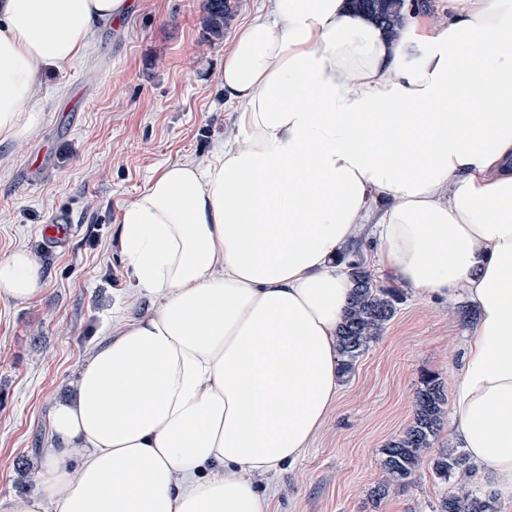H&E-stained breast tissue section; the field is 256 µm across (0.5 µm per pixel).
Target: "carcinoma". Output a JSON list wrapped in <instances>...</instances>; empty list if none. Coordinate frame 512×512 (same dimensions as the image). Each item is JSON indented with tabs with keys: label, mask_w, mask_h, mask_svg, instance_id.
I'll use <instances>...</instances> for the list:
<instances>
[{
	"label": "carcinoma",
	"mask_w": 512,
	"mask_h": 512,
	"mask_svg": "<svg viewBox=\"0 0 512 512\" xmlns=\"http://www.w3.org/2000/svg\"><path fill=\"white\" fill-rule=\"evenodd\" d=\"M355 8L374 19L387 33L394 34L400 14L395 0H354ZM206 21L210 31L220 36L224 25L235 10L231 0H207ZM354 288L351 301L338 327V350L342 373H350L369 343L379 336L394 317L402 301L395 289L378 288L371 275L353 263ZM446 403L442 383L433 375L422 379L416 393L413 421L397 438L389 441L382 453V467L386 479L374 488L378 500L388 493V484L407 485L426 469L442 483L456 477H468L473 465L467 454L459 448H448L429 454L437 434ZM493 496L472 494L455 488L443 496L434 512H490Z\"/></svg>",
	"instance_id": "cac0c4a2"
}]
</instances>
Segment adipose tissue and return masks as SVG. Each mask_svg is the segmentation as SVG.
I'll return each instance as SVG.
<instances>
[{"label": "adipose tissue", "instance_id": "obj_1", "mask_svg": "<svg viewBox=\"0 0 512 512\" xmlns=\"http://www.w3.org/2000/svg\"><path fill=\"white\" fill-rule=\"evenodd\" d=\"M405 0L396 38L350 0H269L224 57L237 135L177 161L120 215L139 292L162 296L83 361L53 408L40 494L0 512H271L255 483L299 460L341 392V254L374 216L379 270L477 320L449 427L512 500V0ZM129 0H0V143L32 91ZM43 273L0 259V300ZM77 460L69 470L68 460Z\"/></svg>", "mask_w": 512, "mask_h": 512}]
</instances>
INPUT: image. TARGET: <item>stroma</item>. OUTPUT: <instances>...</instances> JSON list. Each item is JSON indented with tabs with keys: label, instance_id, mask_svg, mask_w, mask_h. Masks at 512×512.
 I'll list each match as a JSON object with an SVG mask.
<instances>
[{
	"label": "stroma",
	"instance_id": "obj_1",
	"mask_svg": "<svg viewBox=\"0 0 512 512\" xmlns=\"http://www.w3.org/2000/svg\"><path fill=\"white\" fill-rule=\"evenodd\" d=\"M204 0H131L122 19L98 28L69 68L45 74L33 95L42 122L23 140L0 144V259L17 248L43 271V291L19 305L0 301V500L19 503L40 488V469L18 471L50 438L55 403L116 320L153 312L137 293L118 237V218L162 165L206 163L234 137L224 107V56L243 24L268 0H236L223 36L204 24ZM53 224H71L55 243ZM365 237L362 263L377 285L401 288L376 269ZM381 336L343 376L338 403L303 458L270 483L272 512H433L446 485L430 473L391 486L380 502L381 450L411 424L421 379L451 390L469 330L451 300L401 288Z\"/></svg>",
	"mask_w": 512,
	"mask_h": 512
}]
</instances>
